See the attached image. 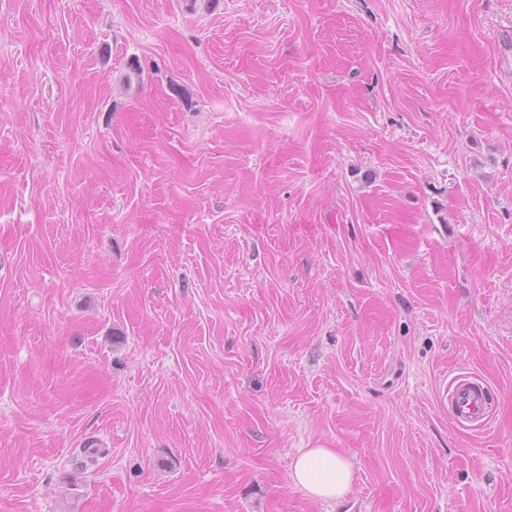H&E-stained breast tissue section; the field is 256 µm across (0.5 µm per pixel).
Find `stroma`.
Segmentation results:
<instances>
[{
	"label": "stroma",
	"mask_w": 512,
	"mask_h": 512,
	"mask_svg": "<svg viewBox=\"0 0 512 512\" xmlns=\"http://www.w3.org/2000/svg\"><path fill=\"white\" fill-rule=\"evenodd\" d=\"M0 512H512V0H0ZM449 397L452 420L465 427H482L489 420L483 382L466 374L457 375ZM291 480L318 501H337L354 482L352 462L334 448H301L293 459Z\"/></svg>",
	"instance_id": "1"
}]
</instances>
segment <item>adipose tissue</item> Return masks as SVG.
I'll return each mask as SVG.
<instances>
[{
    "label": "adipose tissue",
    "instance_id": "adipose-tissue-1",
    "mask_svg": "<svg viewBox=\"0 0 512 512\" xmlns=\"http://www.w3.org/2000/svg\"><path fill=\"white\" fill-rule=\"evenodd\" d=\"M291 480L318 501H337L354 482L352 462L332 448H302L293 459Z\"/></svg>",
    "mask_w": 512,
    "mask_h": 512
}]
</instances>
